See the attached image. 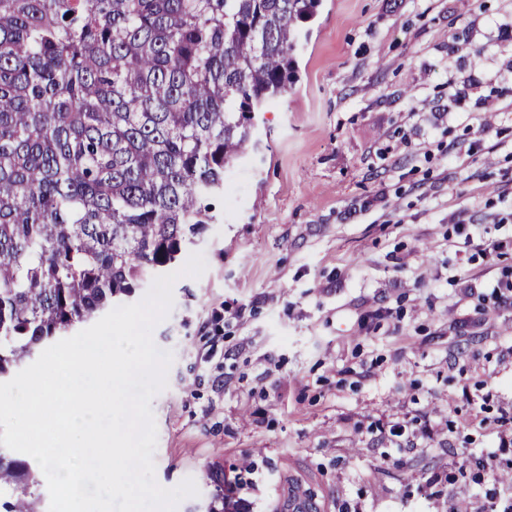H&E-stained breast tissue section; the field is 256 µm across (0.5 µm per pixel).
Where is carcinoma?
Returning <instances> with one entry per match:
<instances>
[{
    "label": "carcinoma",
    "instance_id": "obj_1",
    "mask_svg": "<svg viewBox=\"0 0 512 512\" xmlns=\"http://www.w3.org/2000/svg\"><path fill=\"white\" fill-rule=\"evenodd\" d=\"M317 0H0V377L131 296L211 221ZM209 472L207 512H238ZM0 450V512H40Z\"/></svg>",
    "mask_w": 512,
    "mask_h": 512
}]
</instances>
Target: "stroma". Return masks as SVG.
I'll list each match as a JSON object with an SVG mask.
<instances>
[{"label":"stroma","mask_w":512,"mask_h":512,"mask_svg":"<svg viewBox=\"0 0 512 512\" xmlns=\"http://www.w3.org/2000/svg\"><path fill=\"white\" fill-rule=\"evenodd\" d=\"M511 23L512 0H319L297 24L296 79L152 332L159 485L240 463L244 512L296 487L315 512L512 498Z\"/></svg>","instance_id":"35a3bbf8"}]
</instances>
